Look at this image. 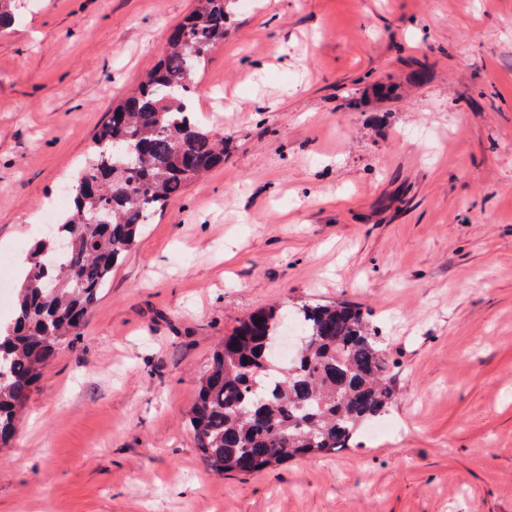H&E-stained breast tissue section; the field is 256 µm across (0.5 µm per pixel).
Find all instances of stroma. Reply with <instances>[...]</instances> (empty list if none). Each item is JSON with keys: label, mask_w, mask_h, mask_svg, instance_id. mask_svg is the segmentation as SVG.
Segmentation results:
<instances>
[{"label": "stroma", "mask_w": 512, "mask_h": 512, "mask_svg": "<svg viewBox=\"0 0 512 512\" xmlns=\"http://www.w3.org/2000/svg\"><path fill=\"white\" fill-rule=\"evenodd\" d=\"M196 0H19L0 31V252L71 204ZM196 83L223 166L155 213L0 449V512H512V0H234ZM236 98L240 112L224 104ZM367 313L380 434L211 472L184 421L271 305Z\"/></svg>", "instance_id": "obj_1"}]
</instances>
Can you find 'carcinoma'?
<instances>
[{
	"label": "carcinoma",
	"mask_w": 512,
	"mask_h": 512,
	"mask_svg": "<svg viewBox=\"0 0 512 512\" xmlns=\"http://www.w3.org/2000/svg\"><path fill=\"white\" fill-rule=\"evenodd\" d=\"M226 2L198 0L171 29L161 60L96 132L71 185L70 213L34 242L13 322L0 327L1 448L149 218L224 164V139L200 127L189 103L195 77L224 40ZM15 21V0H0V31ZM297 322L304 342L286 365L270 353L283 327L276 306L251 314L213 350L187 420L210 470L248 476L331 453L388 410L389 364L360 307L304 305Z\"/></svg>",
	"instance_id": "1"
}]
</instances>
